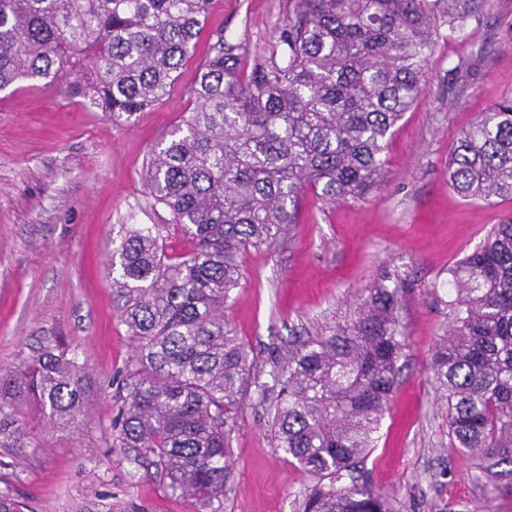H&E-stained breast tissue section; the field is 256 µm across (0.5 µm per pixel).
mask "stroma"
<instances>
[{"label": "stroma", "instance_id": "stroma-1", "mask_svg": "<svg viewBox=\"0 0 512 512\" xmlns=\"http://www.w3.org/2000/svg\"><path fill=\"white\" fill-rule=\"evenodd\" d=\"M466 18L436 17L423 95L390 140L385 176L366 199L305 197L285 240L248 248L225 314L270 365L291 332L342 319L386 271L409 272L402 299L405 367L366 461L370 484L397 512H512V472L489 483L478 455L450 444L448 412L427 362L450 323L448 269L512 201L470 203L448 185L459 134L497 98L512 96V0H459ZM296 0H214L194 55L160 102L115 125L59 86L0 91V372L59 347L88 366L72 424L47 425L27 407L39 447L0 448V496L23 512H298L312 484L286 463L267 402L251 400L233 437L234 480L205 505L164 489L153 469L112 444L114 388L133 345L112 311L107 256L124 224H166L144 183L151 146L181 125L191 87L217 35L240 44L245 67L282 50Z\"/></svg>", "mask_w": 512, "mask_h": 512}]
</instances>
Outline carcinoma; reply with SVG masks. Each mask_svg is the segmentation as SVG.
<instances>
[{
  "label": "carcinoma",
  "instance_id": "cac0c4a2",
  "mask_svg": "<svg viewBox=\"0 0 512 512\" xmlns=\"http://www.w3.org/2000/svg\"><path fill=\"white\" fill-rule=\"evenodd\" d=\"M213 0H0V91L56 84L131 120L159 102L193 55ZM435 0H298L285 49L245 73L217 36L194 108L152 149L146 185L189 239L170 254L158 224H123L112 250V309L133 342L112 436L174 494L211 503L233 479L231 441L253 393L275 394L274 447L315 477L302 512H394L363 479L407 348L400 309L411 280L387 272L343 321L297 336L266 371L224 316L240 256L297 223L302 199L358 201L380 184L385 149L418 101ZM448 185L469 202L512 200V97L478 114L450 152ZM451 325L430 369L455 447L489 481L512 465V220L448 268ZM83 365L41 349L0 375V448H36L24 408L55 423L83 400Z\"/></svg>",
  "mask_w": 512,
  "mask_h": 512
}]
</instances>
